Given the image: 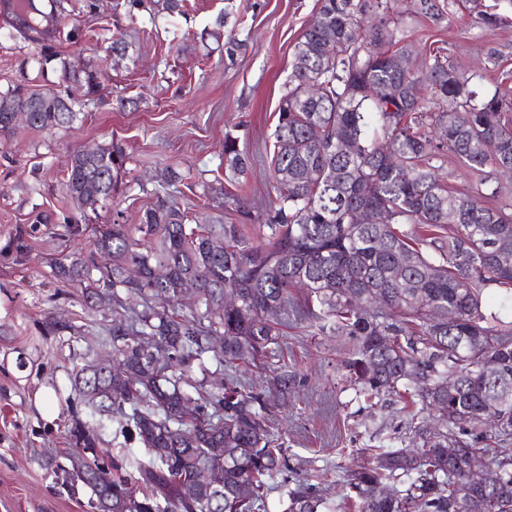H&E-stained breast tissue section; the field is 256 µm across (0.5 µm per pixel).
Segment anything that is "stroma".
<instances>
[{"label": "stroma", "instance_id": "35a3bbf8", "mask_svg": "<svg viewBox=\"0 0 512 512\" xmlns=\"http://www.w3.org/2000/svg\"><path fill=\"white\" fill-rule=\"evenodd\" d=\"M185 15L159 17L145 25L141 12L125 0H99L96 15L66 22L88 29L108 20L99 41H66L63 58L75 66L97 64L113 34L129 42L126 59H108L101 80L106 93L126 98L116 109L89 105L70 130L53 133L17 128L0 135V512H93L91 492L56 484L48 459L63 460L69 446L74 370L111 351L112 311L89 308L80 289L61 288L50 262L72 253L93 237L95 224H108L116 211L138 223L149 206L139 191L157 172L171 166L184 180L174 199L180 208L202 212L204 188L224 178V137L239 140L253 159L235 194L248 204L269 206L275 198L266 175L278 106L292 68L294 46L314 20L318 0H190ZM451 23L439 29L415 24L410 0H399L405 26L417 43L446 41L458 70L477 95L512 93V26L475 27L460 0H446ZM245 46L227 58L214 37L217 21ZM33 46L0 31V90L25 83L59 91L54 73L39 74ZM106 58V57H105ZM124 147L128 186L100 210L96 223L79 235L63 222V190L70 156L111 142ZM24 252H17V242ZM56 316L72 332L42 335V323ZM285 361L306 382L275 415L286 447L302 469L315 470L337 499V466L360 464L361 449L390 437L401 405L372 406L343 391L335 338L292 329Z\"/></svg>", "mask_w": 512, "mask_h": 512}]
</instances>
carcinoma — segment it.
<instances>
[{
	"instance_id": "carcinoma-1",
	"label": "carcinoma",
	"mask_w": 512,
	"mask_h": 512,
	"mask_svg": "<svg viewBox=\"0 0 512 512\" xmlns=\"http://www.w3.org/2000/svg\"><path fill=\"white\" fill-rule=\"evenodd\" d=\"M150 21L183 13L184 0H127ZM475 23L502 18L478 9ZM396 0H319L316 22L294 49L278 108L269 166L275 205L253 214L241 197L209 187L216 214L190 226L170 188L172 167L137 224L116 212L85 257L51 269L63 288L96 305L112 296V366L74 377L71 449L53 473L92 490L102 512H271L268 481L283 476L282 512H512V212L481 190L461 192L443 174L512 167V98L477 100L447 48L422 50L418 73L396 68L414 43ZM94 0H0V20L40 47L38 71L56 68L64 93L19 84L0 91V133L17 123L70 129L102 90V73L60 59L61 25ZM410 14L449 22L443 0H412ZM252 168L237 138H224V176ZM126 153L114 143L72 156L67 225L86 222L123 184ZM233 211L240 222H227ZM258 229L251 241L247 228ZM195 301L178 314L185 281ZM341 341V367L356 397H407L418 411L396 435L345 468L338 504L290 466L272 410L301 383L281 363L282 327ZM252 367L274 374V403ZM201 374L202 379L195 378ZM193 402L190 413L182 410ZM94 427H89L88 422ZM117 424L125 448H99ZM497 472L487 491L469 483L475 459ZM224 470L220 497L209 474Z\"/></svg>"
}]
</instances>
